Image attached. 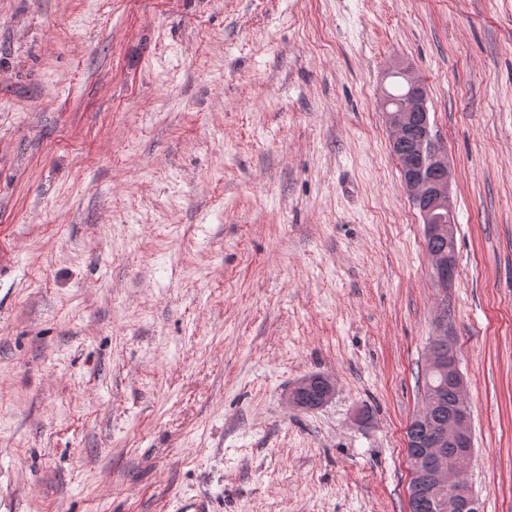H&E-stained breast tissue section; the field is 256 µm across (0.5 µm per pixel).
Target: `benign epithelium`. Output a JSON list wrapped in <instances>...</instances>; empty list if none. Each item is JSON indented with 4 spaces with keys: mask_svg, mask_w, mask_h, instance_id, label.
Returning <instances> with one entry per match:
<instances>
[{
    "mask_svg": "<svg viewBox=\"0 0 512 512\" xmlns=\"http://www.w3.org/2000/svg\"><path fill=\"white\" fill-rule=\"evenodd\" d=\"M412 93L398 107L383 101L386 125L392 133L391 148L399 164L405 189L425 226L426 242L443 241L448 248L429 251L433 261L435 281L446 288L455 275V208L452 190V172L448 166V153L444 148L431 151L428 163H417L411 145L428 139L433 127L427 107L424 84L407 67L401 68ZM440 333L435 336L429 351L427 370L448 375L450 384L462 403L456 413L448 417V424L438 425L433 418L418 419L416 428L422 429L428 441L419 445L409 443L407 458L411 480L408 498H430L437 502L440 512H471L476 499L469 485L459 480V472L468 470L473 460L471 438L468 431L469 409L465 400V382L457 366L452 342L448 338V316H438ZM314 384L321 389V398L310 405L305 393ZM335 393L334 382L323 375H307L294 383L285 400L293 410L319 408ZM464 448L462 463H448V457L438 456L437 449L448 445Z\"/></svg>",
    "mask_w": 512,
    "mask_h": 512,
    "instance_id": "benign-epithelium-1",
    "label": "benign epithelium"
}]
</instances>
